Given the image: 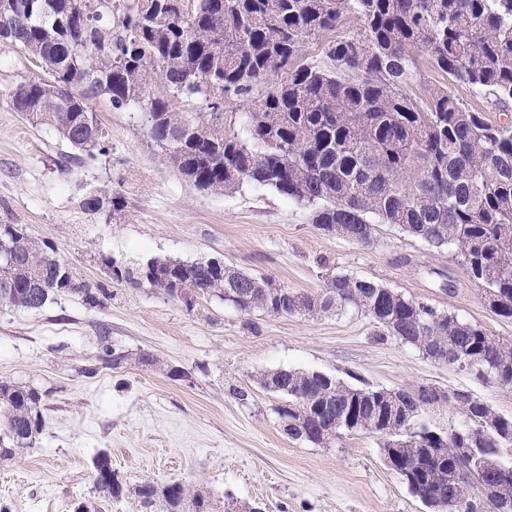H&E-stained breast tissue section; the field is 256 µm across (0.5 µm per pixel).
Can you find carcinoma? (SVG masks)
I'll return each instance as SVG.
<instances>
[{"label":"carcinoma","mask_w":512,"mask_h":512,"mask_svg":"<svg viewBox=\"0 0 512 512\" xmlns=\"http://www.w3.org/2000/svg\"><path fill=\"white\" fill-rule=\"evenodd\" d=\"M0 0V41L31 56L46 77L16 86L14 111L54 130L74 153L108 151L88 104L104 98L119 110L146 105L150 139L197 189L233 192L267 187L314 209L317 228L366 244L389 224L455 255L482 286L496 315L512 318V122L487 113L512 111V0ZM352 16L358 26L324 44L330 67L301 62L305 46ZM469 87L486 103L473 109L442 82H421L418 57ZM288 72L287 79L279 73ZM165 78V94L153 75ZM264 95L247 112L224 120V98ZM198 99L204 112H179L177 100ZM121 197L88 190L82 207L95 213ZM3 240L0 308L39 310L89 285L61 275L53 248L43 249L22 225ZM164 279L146 268L110 265L113 278L164 293L182 288L217 297L240 311L293 315L354 309L422 352L443 348L469 356L477 379L512 390V342L480 325L420 302L371 279L325 274L316 297H281L272 282L238 269L159 259ZM261 385L287 397L277 409L285 434L318 447L336 442L354 418L356 431L382 437L384 456L399 451L410 492H442L447 512H475L455 471V449L498 456L512 446V417L455 390L465 426L449 433L410 430L424 408L407 389L355 388L320 371L278 369ZM43 394L0 381V457L34 447L45 428ZM95 491L130 496L137 512H213L209 496L189 485L144 482L129 487L108 455L93 462Z\"/></svg>","instance_id":"obj_1"}]
</instances>
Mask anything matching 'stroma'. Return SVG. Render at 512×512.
Segmentation results:
<instances>
[{
  "label": "stroma",
  "mask_w": 512,
  "mask_h": 512,
  "mask_svg": "<svg viewBox=\"0 0 512 512\" xmlns=\"http://www.w3.org/2000/svg\"><path fill=\"white\" fill-rule=\"evenodd\" d=\"M41 74L0 44V224L23 225L54 247L98 301L65 295L37 311L0 308V380L41 391L45 418L34 448L0 460V507L75 512L84 502L91 512H135L131 500L96 492L92 460L104 452L128 485L177 481L265 512H428L388 467L378 436L346 432L327 448L289 439L276 413L282 399L260 385V373L319 370L354 386L467 390L503 415H512V391L379 338L353 310L271 316L216 298L188 304L116 281L108 264L218 258L309 295L331 269L511 341L512 319L488 309L453 254L393 226L353 244L271 189L199 192L150 140L143 105L92 100L110 151L69 162L56 132L9 104L18 84ZM93 187L120 195L122 208L85 211L80 201ZM106 341L126 353L122 365L99 363ZM143 351L158 365L138 364Z\"/></svg>",
  "instance_id": "35a3bbf8"
}]
</instances>
